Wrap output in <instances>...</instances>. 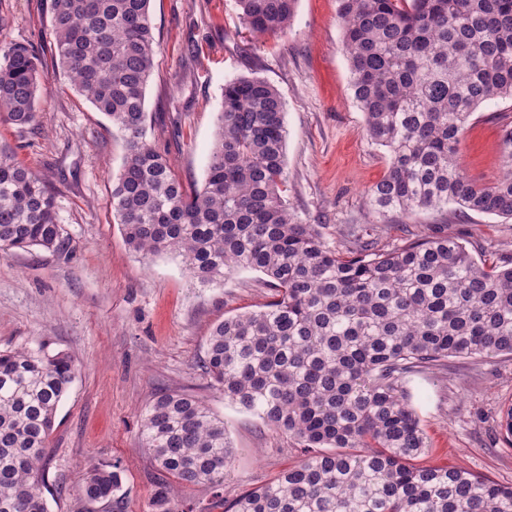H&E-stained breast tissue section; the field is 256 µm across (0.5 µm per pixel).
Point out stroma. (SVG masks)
<instances>
[{
  "mask_svg": "<svg viewBox=\"0 0 512 512\" xmlns=\"http://www.w3.org/2000/svg\"><path fill=\"white\" fill-rule=\"evenodd\" d=\"M53 0H0V48L33 46L45 78L35 131L0 120V148L41 175L55 195L65 252L0 248V350L44 347L74 360L78 372L60 403L48 443V512H112L86 501L78 483L89 464L119 463L124 512H149L160 473L139 436L143 409L161 392L199 396L224 419L233 465L232 499L288 469L301 452L287 435L225 402L202 372L213 325L271 298L263 274L240 270L222 284L193 286L174 256L132 252L112 213V179L122 166V133L80 96L55 65ZM157 54L146 90L147 137L176 174L202 182L219 124L224 84L256 76L285 102L284 196L304 223L338 248L347 224H381L389 248L401 224L417 235L448 233L477 261L512 260V221L455 208L380 220L369 191L388 167L385 148L365 132L354 100L336 0H298L289 29L263 37L243 23L236 0H151ZM512 100L486 102L471 115L459 159L471 179L490 184L505 162L502 134ZM429 453L448 464L512 484V442L499 411L512 403V355L452 358L408 384Z\"/></svg>",
  "mask_w": 512,
  "mask_h": 512,
  "instance_id": "1",
  "label": "stroma"
}]
</instances>
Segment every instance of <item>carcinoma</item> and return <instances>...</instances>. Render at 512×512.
<instances>
[{"label":"carcinoma","instance_id":"carcinoma-1","mask_svg":"<svg viewBox=\"0 0 512 512\" xmlns=\"http://www.w3.org/2000/svg\"><path fill=\"white\" fill-rule=\"evenodd\" d=\"M151 0H53L57 67L125 136L112 210L128 248L180 257L207 287L259 271L272 298L215 325L203 374L224 400L276 427L300 463L232 500L224 419L197 395L161 392L139 434L161 474L202 484L212 500L187 512H512V485L452 466L428 450L407 383L448 358L512 355V266L476 262L456 238L377 246L378 226L347 224L332 250L289 209L285 108L258 77L224 85L205 179L184 185L145 129L154 67ZM355 101L389 166L370 190L382 217L420 209L512 219V130L504 174L481 185L458 161L461 134L484 102L512 99V0H337ZM297 0H237L252 32L284 33ZM43 80L22 44L0 51V117L33 130ZM43 178L0 150V247L66 249ZM74 361L43 348L0 351V512H48L46 449ZM122 512L121 477L92 466L78 485ZM152 512H173L169 487Z\"/></svg>","mask_w":512,"mask_h":512}]
</instances>
